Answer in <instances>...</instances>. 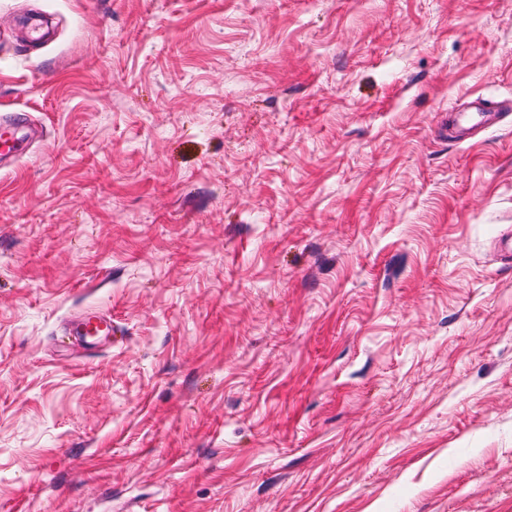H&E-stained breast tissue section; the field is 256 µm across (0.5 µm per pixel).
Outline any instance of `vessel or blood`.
I'll list each match as a JSON object with an SVG mask.
<instances>
[{
	"label": "vessel or blood",
	"mask_w": 512,
	"mask_h": 512,
	"mask_svg": "<svg viewBox=\"0 0 512 512\" xmlns=\"http://www.w3.org/2000/svg\"><path fill=\"white\" fill-rule=\"evenodd\" d=\"M511 123L512 97L472 96L449 107L447 114L438 118L435 131L438 138L465 144L471 142L479 131ZM116 334L111 314L101 309H86L68 324L71 345L81 349L95 347Z\"/></svg>",
	"instance_id": "b4317fda"
}]
</instances>
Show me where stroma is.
<instances>
[{"instance_id":"1","label":"stroma","mask_w":512,"mask_h":512,"mask_svg":"<svg viewBox=\"0 0 512 512\" xmlns=\"http://www.w3.org/2000/svg\"><path fill=\"white\" fill-rule=\"evenodd\" d=\"M479 94L512 0H0V512H512ZM448 115H441L435 131L439 139L470 143L477 132L512 124V97H469L448 108ZM22 115L15 116L12 122L1 123L0 126V157L14 154L17 143V127L23 123ZM68 327L66 335L69 336L70 344L81 349L97 347L98 343H105L110 336L113 342L117 340L112 314L101 309H86L79 317L70 320Z\"/></svg>"}]
</instances>
